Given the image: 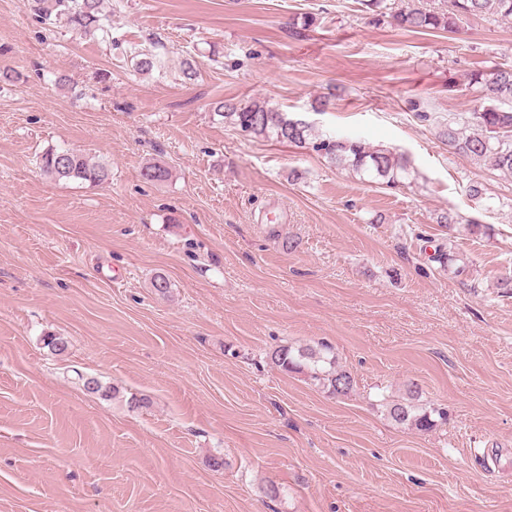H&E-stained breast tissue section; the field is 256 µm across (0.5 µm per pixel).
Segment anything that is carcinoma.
Listing matches in <instances>:
<instances>
[{"instance_id": "1", "label": "carcinoma", "mask_w": 512, "mask_h": 512, "mask_svg": "<svg viewBox=\"0 0 512 512\" xmlns=\"http://www.w3.org/2000/svg\"><path fill=\"white\" fill-rule=\"evenodd\" d=\"M104 0H32L31 11L41 24L52 23V18L64 19L71 32L81 36L112 39L110 16L103 10ZM361 6L375 16V20L406 31H452L470 18L483 15L512 19V0H448V9L434 11L424 7L421 0H408L395 8L387 0H361ZM159 42L148 39V45L135 52V70L149 74L158 64L155 49ZM469 85L476 94L477 105L463 124L448 122L440 136L456 154L483 161L503 172L512 173V66L499 65L490 70L471 74ZM214 114L234 128L256 138L276 139L296 146L309 144L334 166L349 168L361 179L389 187L404 185L409 175L408 162L389 149H371L362 140L352 137L324 136L314 132L313 126L301 119L288 117L266 101L250 103L219 99L211 103ZM38 167L55 181L80 180L91 186L109 181L110 169L101 162H92L68 148L56 147L38 158ZM141 176L150 182L169 179L167 167L149 163ZM52 354L63 356L68 340L49 333L43 338ZM272 363L280 370L299 374L327 392L345 396L354 390L352 375L336 365V357L329 345L294 348L281 346L271 354ZM84 389L103 397L114 398L118 388L105 386L93 376L80 377ZM419 387L407 386L403 402L380 399L393 421L419 431H430L447 422L445 408L430 403H418Z\"/></svg>"}]
</instances>
